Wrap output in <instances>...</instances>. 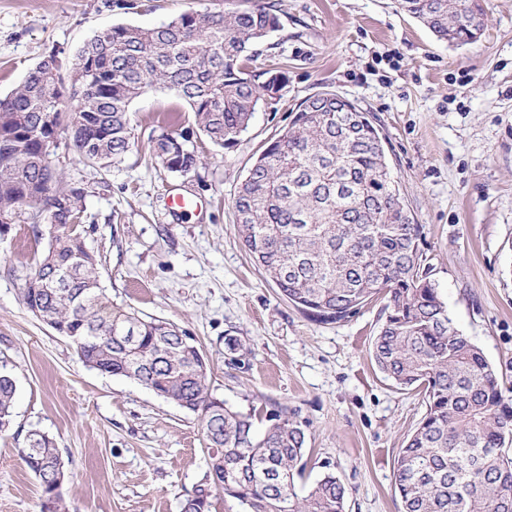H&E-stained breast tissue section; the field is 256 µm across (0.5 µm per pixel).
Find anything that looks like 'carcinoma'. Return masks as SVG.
<instances>
[{
	"label": "carcinoma",
	"instance_id": "cac0c4a2",
	"mask_svg": "<svg viewBox=\"0 0 512 512\" xmlns=\"http://www.w3.org/2000/svg\"><path fill=\"white\" fill-rule=\"evenodd\" d=\"M438 39L456 45L483 34L480 0H397ZM280 27L269 6L183 13L155 28L118 24L88 40L67 81L75 109L43 60L0 99V224L48 225L47 247L25 282L26 308L67 337L88 367L121 375L198 416L210 476L247 512H344L346 488L326 473L301 496L306 432L288 416L265 433L209 390L194 339L171 323L112 305L99 261L62 214L78 223L85 189L63 181L47 151L44 118L70 129L68 148L102 169L128 151L130 105L162 85L185 101L214 145L232 149L259 102L280 98L286 73L258 62L255 46ZM337 94L321 92L293 111L288 128L252 163L234 197L249 256L310 318L336 322L377 297L384 314L372 342L379 371L417 391L426 412L406 437L394 471L402 512H512V388L454 324L430 278L415 223L392 176L379 129ZM156 152L172 172L196 165L179 137ZM16 383L0 372V432L10 428ZM23 461L53 512H66L56 484L61 456L47 435H28ZM186 512H211L201 486Z\"/></svg>",
	"mask_w": 512,
	"mask_h": 512
}]
</instances>
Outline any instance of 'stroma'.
<instances>
[{
  "mask_svg": "<svg viewBox=\"0 0 512 512\" xmlns=\"http://www.w3.org/2000/svg\"><path fill=\"white\" fill-rule=\"evenodd\" d=\"M0 0V97L28 70L116 24L153 27L180 14L245 9L253 0ZM270 34L288 83L260 102L238 145L221 149L189 107L151 86L130 106L134 139L110 169L68 151L53 159L86 191L79 229L99 262L113 305L187 330L207 363L211 393L255 416L307 425L306 493L327 471L348 490L346 512H401L394 467L423 418L421 395L397 390L371 354L383 300L349 318L316 322L251 261L233 200L254 158L321 91L346 97L377 124L421 245L455 325L512 386V0H483L475 43L438 40L396 0H270ZM185 134L197 162L169 171L154 145ZM196 198V212L167 210L168 194ZM47 243L42 224L0 236V371L17 392L13 425L0 434V512H49L21 450L33 432L56 442L69 512H182L207 485L209 458L196 416L133 381L90 369L70 341L22 301Z\"/></svg>",
  "mask_w": 512,
  "mask_h": 512,
  "instance_id": "obj_1",
  "label": "stroma"
}]
</instances>
